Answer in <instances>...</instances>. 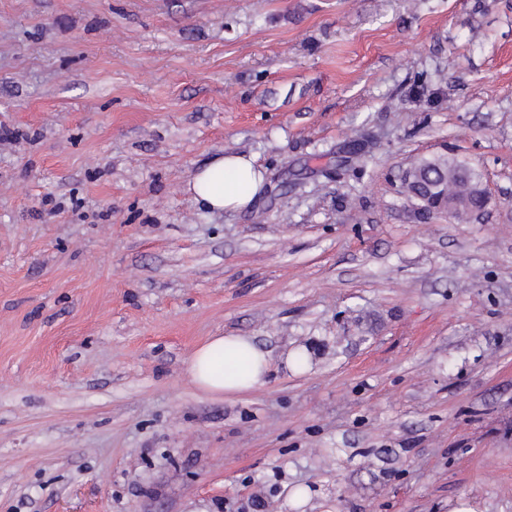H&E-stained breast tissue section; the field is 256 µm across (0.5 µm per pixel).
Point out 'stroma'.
I'll return each instance as SVG.
<instances>
[{
    "instance_id": "obj_1",
    "label": "stroma",
    "mask_w": 512,
    "mask_h": 512,
    "mask_svg": "<svg viewBox=\"0 0 512 512\" xmlns=\"http://www.w3.org/2000/svg\"><path fill=\"white\" fill-rule=\"evenodd\" d=\"M233 335L267 382L202 393ZM461 506L512 512V0H0V512ZM265 174L252 157L226 154L199 169L188 181L186 190L210 210L242 211L264 187ZM414 167H419L421 175H426L424 180H440L441 188L445 186L444 178L448 174V194L451 195L469 196L474 187L480 185L478 177L471 169L448 157L422 160ZM416 198L424 201V205L420 206V210L424 212H445L448 218H457L464 203L455 198H448L446 191H439L436 187L428 190L424 196L413 194ZM270 359L250 336H216L198 347L186 372L199 389L214 396L250 392L265 383Z\"/></svg>"
}]
</instances>
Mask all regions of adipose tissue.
I'll return each mask as SVG.
<instances>
[{
    "label": "adipose tissue",
    "instance_id": "adipose-tissue-1",
    "mask_svg": "<svg viewBox=\"0 0 512 512\" xmlns=\"http://www.w3.org/2000/svg\"><path fill=\"white\" fill-rule=\"evenodd\" d=\"M266 180L253 158L226 154L215 157L188 181L186 190L195 201L213 211L248 208ZM270 359L249 336H217L198 347L186 372L192 383L214 396L250 392L265 383Z\"/></svg>",
    "mask_w": 512,
    "mask_h": 512
}]
</instances>
